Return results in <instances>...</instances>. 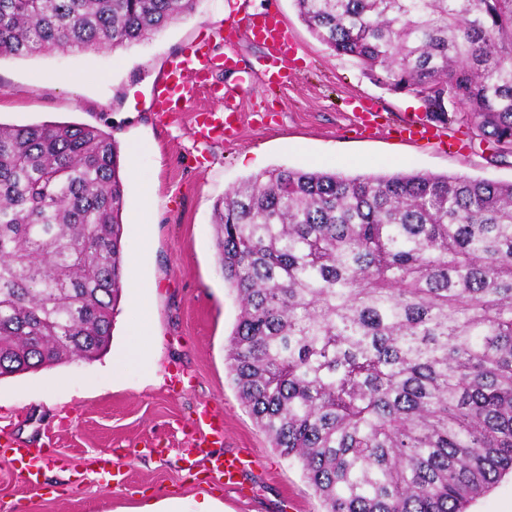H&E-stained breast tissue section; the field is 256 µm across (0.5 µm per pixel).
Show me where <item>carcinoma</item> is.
<instances>
[{
	"label": "carcinoma",
	"instance_id": "cac0c4a2",
	"mask_svg": "<svg viewBox=\"0 0 512 512\" xmlns=\"http://www.w3.org/2000/svg\"><path fill=\"white\" fill-rule=\"evenodd\" d=\"M197 0H0V58L150 39ZM329 50L512 155V0H294ZM112 135L0 123V378L105 352ZM226 366L323 512H465L512 472V182L275 168L214 206Z\"/></svg>",
	"mask_w": 512,
	"mask_h": 512
}]
</instances>
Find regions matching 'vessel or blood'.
I'll list each match as a JSON object with an SVG mask.
<instances>
[{
    "mask_svg": "<svg viewBox=\"0 0 512 512\" xmlns=\"http://www.w3.org/2000/svg\"><path fill=\"white\" fill-rule=\"evenodd\" d=\"M230 27L239 29L245 37L262 41L272 53L273 65L261 73V82L279 85L295 80L296 72L289 59L288 29L280 17L271 13L248 14L239 19L230 16L225 18L223 24L214 27L213 34L223 37ZM236 66L237 60L230 51L219 60L200 47L183 49L171 57L165 76L152 85L150 106L163 114L176 111L180 103L188 101L192 87L205 85L213 69L221 67L232 70ZM209 95L214 105L198 113L192 128L194 140L207 142L233 137L240 120L239 104L233 90L213 88ZM401 134L410 141H425L440 146L444 145L446 138L445 132L423 115L410 117L402 127ZM10 447L13 456L26 462L22 482L31 487L38 485L40 468L36 449L23 447L15 441L11 442ZM208 463L215 478L233 486L243 472L252 468L253 459L244 453H227L209 457Z\"/></svg>",
    "mask_w": 512,
    "mask_h": 512,
    "instance_id": "1",
    "label": "vessel or blood"
}]
</instances>
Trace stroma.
<instances>
[{"mask_svg": "<svg viewBox=\"0 0 512 512\" xmlns=\"http://www.w3.org/2000/svg\"><path fill=\"white\" fill-rule=\"evenodd\" d=\"M239 11L280 16L298 77L285 87H262L256 74L264 48L236 39L238 68L213 79L236 88L245 123L233 142L198 143L191 126L209 102L206 92L165 119L149 110L150 85L183 47L203 43L223 56L229 45L211 29ZM355 100L377 104L392 124L422 111L413 94L387 91L322 45L293 0H198L195 11L135 45L0 59L1 123H79L111 133L126 170L123 250L136 282L123 293L107 354L0 378V428L42 457L35 488L19 484L15 466L0 460V512H132L166 498L194 512L205 496L220 501L223 512H321L299 466L275 451L227 376L239 308L216 262L215 202L277 167L512 182V156L494 158L470 139L465 120L447 127L450 151L393 134L357 135L349 130ZM144 303L152 310L144 339L153 348L151 364H132L113 377L112 356L132 343L130 325ZM206 408L224 418L210 454L255 460L239 486L214 480L205 459L185 461L189 426ZM104 452L123 461L122 486L97 482L91 462Z\"/></svg>", "mask_w": 512, "mask_h": 512, "instance_id": "obj_1", "label": "stroma"}]
</instances>
